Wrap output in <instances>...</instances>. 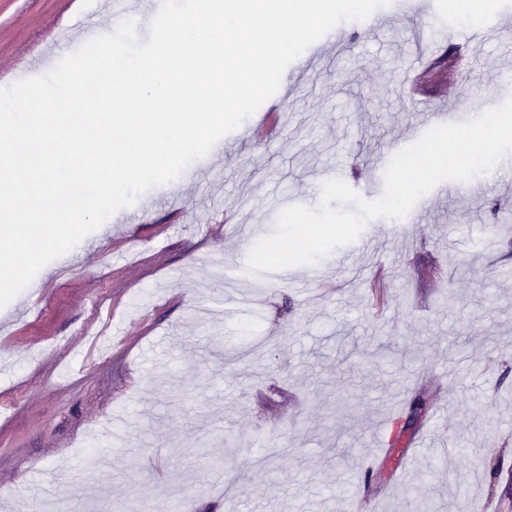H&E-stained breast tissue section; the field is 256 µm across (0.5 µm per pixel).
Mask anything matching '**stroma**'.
<instances>
[{
	"label": "stroma",
	"instance_id": "35a3bbf8",
	"mask_svg": "<svg viewBox=\"0 0 512 512\" xmlns=\"http://www.w3.org/2000/svg\"><path fill=\"white\" fill-rule=\"evenodd\" d=\"M112 2L0 0V87L61 26L76 38L83 13L111 21ZM375 15L382 27L340 23L290 64L208 155V178L150 189L140 223L117 211L0 308V512H141L178 482L191 512H512V399L498 397L512 390V182L438 185L315 266L245 270L284 207H317L325 181L379 198L433 103L469 117L512 97V0L480 20L454 0ZM484 22L493 36L461 40ZM420 52L481 68L419 78ZM228 297L248 303L229 317ZM418 392L426 416L390 444L382 428ZM217 436L237 445L211 473L200 451Z\"/></svg>",
	"mask_w": 512,
	"mask_h": 512
}]
</instances>
